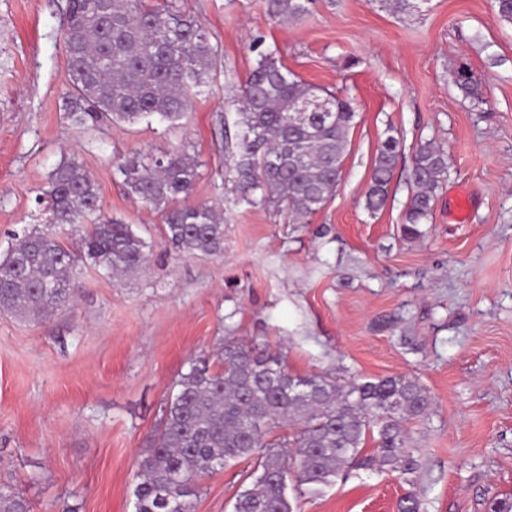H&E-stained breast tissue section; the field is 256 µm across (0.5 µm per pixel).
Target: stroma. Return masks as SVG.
I'll use <instances>...</instances> for the list:
<instances>
[{
  "label": "stroma",
  "mask_w": 512,
  "mask_h": 512,
  "mask_svg": "<svg viewBox=\"0 0 512 512\" xmlns=\"http://www.w3.org/2000/svg\"><path fill=\"white\" fill-rule=\"evenodd\" d=\"M171 2L222 53L211 93L178 128L82 134L65 117L67 0H0V251L40 223L36 197L66 155L95 180L102 215L152 245L146 269L120 282L79 269L72 305L47 319L0 313V479L31 512H134V475L169 391L230 336L281 353L300 374L417 377L430 411L406 429L421 512L512 499V24L492 0H424L413 15L381 0H311L305 18L284 24L265 0ZM257 36L359 114L336 195L304 224L245 204L224 179V132ZM461 63L481 81V103L453 85ZM390 135L401 155L373 216L363 192ZM429 139L448 174L421 237L407 241L413 148ZM177 147L196 164L192 201L224 216L222 256L166 245L159 214L113 172L115 158ZM249 467L204 479L195 512H231ZM407 490L394 473L355 468L322 496L289 498L294 512H396Z\"/></svg>",
  "instance_id": "1"
}]
</instances>
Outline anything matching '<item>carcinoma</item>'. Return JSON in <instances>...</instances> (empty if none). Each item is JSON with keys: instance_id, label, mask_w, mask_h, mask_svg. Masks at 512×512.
<instances>
[{"instance_id": "obj_1", "label": "carcinoma", "mask_w": 512, "mask_h": 512, "mask_svg": "<svg viewBox=\"0 0 512 512\" xmlns=\"http://www.w3.org/2000/svg\"><path fill=\"white\" fill-rule=\"evenodd\" d=\"M394 12L413 14L420 0H384ZM310 0H267L277 22L300 20ZM106 20L99 0H68L66 118L88 131L100 124L132 125L154 118L177 126L191 100L209 93L219 48L206 29L174 6L145 0H110ZM254 69L239 90L234 151L225 178L252 207L273 206L297 221L322 210L335 196L351 129V102L305 83L259 38ZM474 102L481 83L467 66L452 75ZM326 103L332 118L305 132L290 127L305 100ZM400 141L389 136L377 149L364 192L374 215L389 198ZM129 194L159 212L164 242L187 255L219 256L224 222L214 208L189 203L196 177L186 152L134 154L115 164ZM447 155L432 140L414 150L403 236L422 235L433 214L435 192L447 174ZM45 220L25 227L0 253V310L39 320L67 308L75 294L74 270L89 264L106 275H133L148 261L150 246L133 225L99 213L95 181L74 158L64 157L36 197ZM85 224L81 249L64 245L65 227ZM150 453L138 463L135 512H195L201 481L216 469L255 460L252 483L239 492L234 512H292L288 480L296 492L320 495L352 465L398 473L406 484L420 463L408 448L404 423L425 416L430 402L417 379L387 376L344 382L327 373H291L282 355L227 339L189 361L176 382ZM293 430L274 439L276 429ZM374 451L364 454L368 436ZM0 512H29L27 500L0 485Z\"/></svg>"}]
</instances>
